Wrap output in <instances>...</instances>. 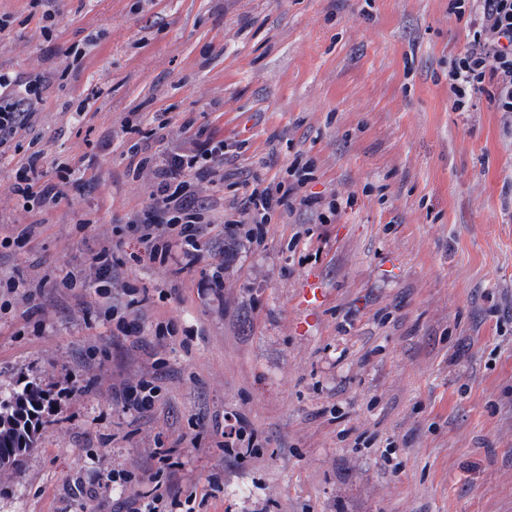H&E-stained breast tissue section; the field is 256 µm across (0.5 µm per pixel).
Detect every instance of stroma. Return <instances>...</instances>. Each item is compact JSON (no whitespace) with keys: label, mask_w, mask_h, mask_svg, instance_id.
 Segmentation results:
<instances>
[{"label":"stroma","mask_w":512,"mask_h":512,"mask_svg":"<svg viewBox=\"0 0 512 512\" xmlns=\"http://www.w3.org/2000/svg\"><path fill=\"white\" fill-rule=\"evenodd\" d=\"M53 7L46 34L38 0H0V70L50 76L0 159V278L35 293L0 295V392L56 397L0 474V512H113L147 491L159 447L176 451L174 488L197 493L190 512H512V115L484 94L454 109L469 27L451 0ZM196 125L244 146L225 207L298 157L315 165L302 195L335 198L336 216L275 212L262 246L213 237L189 274L139 261L128 225L154 179L130 155L189 151ZM36 148L48 177L82 176L53 207L9 191ZM105 245L107 300L85 293ZM68 271L85 289L55 287ZM312 273L325 296L303 329ZM130 285L147 300L129 306ZM167 321L176 335L155 338ZM144 378L154 408L123 412L113 388ZM231 413L250 442L236 453L218 446ZM115 468L125 481L97 487Z\"/></svg>","instance_id":"35a3bbf8"}]
</instances>
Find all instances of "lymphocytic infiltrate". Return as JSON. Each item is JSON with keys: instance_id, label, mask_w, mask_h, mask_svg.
<instances>
[{"instance_id": "f902f5d3", "label": "lymphocytic infiltrate", "mask_w": 512, "mask_h": 512, "mask_svg": "<svg viewBox=\"0 0 512 512\" xmlns=\"http://www.w3.org/2000/svg\"><path fill=\"white\" fill-rule=\"evenodd\" d=\"M455 10L467 14L470 40L448 67L454 108L467 109L486 83L492 82L497 87V111L512 114V0H455ZM46 81L43 74L0 72V158L39 111ZM224 155L223 142L201 126L191 151L151 154L138 160L137 169L152 168L155 178L150 203L133 221L143 260L170 264L180 274L198 264L216 201L199 197L195 187L201 182L223 186ZM41 160L40 152L30 154L10 191L27 203H59L69 176L64 173L57 180L46 179ZM296 202L294 187L254 180L244 205L225 217L224 233L232 239L262 243L263 226L272 213L293 210ZM178 505L177 494L156 479L148 491L117 502L114 512H173Z\"/></svg>"}]
</instances>
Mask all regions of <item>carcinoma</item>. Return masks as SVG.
Segmentation results:
<instances>
[{"mask_svg":"<svg viewBox=\"0 0 512 512\" xmlns=\"http://www.w3.org/2000/svg\"><path fill=\"white\" fill-rule=\"evenodd\" d=\"M43 395L34 387H25L7 395L0 394V469L13 468L18 455H26L37 443L36 423Z\"/></svg>","mask_w":512,"mask_h":512,"instance_id":"1","label":"carcinoma"}]
</instances>
